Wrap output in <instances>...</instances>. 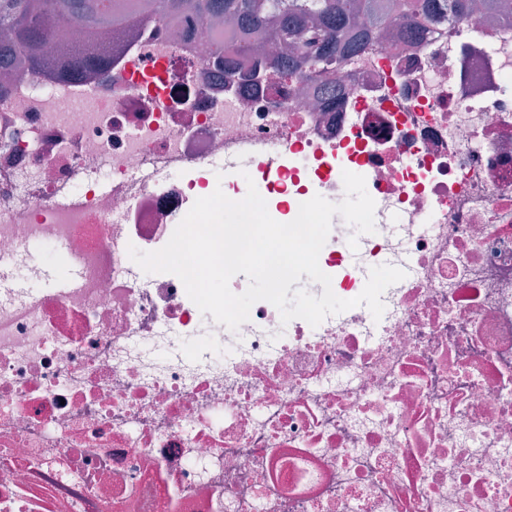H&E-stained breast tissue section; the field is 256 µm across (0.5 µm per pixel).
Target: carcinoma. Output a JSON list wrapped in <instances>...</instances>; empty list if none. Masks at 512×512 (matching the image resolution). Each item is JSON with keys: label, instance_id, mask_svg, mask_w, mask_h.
Listing matches in <instances>:
<instances>
[{"label": "carcinoma", "instance_id": "cac0c4a2", "mask_svg": "<svg viewBox=\"0 0 512 512\" xmlns=\"http://www.w3.org/2000/svg\"><path fill=\"white\" fill-rule=\"evenodd\" d=\"M413 33L429 21L457 24L472 15V0H400ZM174 16H192L219 26L234 24L235 45L216 38L209 58L251 53L278 81L306 84L344 70L387 18L382 0H0V75L19 66L83 78L112 63V48L90 45L72 51L52 41L48 23L66 20L89 30L112 28L133 17L149 28Z\"/></svg>", "mask_w": 512, "mask_h": 512}]
</instances>
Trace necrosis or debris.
Masks as SVG:
<instances>
[{
	"instance_id": "necrosis-or-debris-1",
	"label": "necrosis or debris",
	"mask_w": 512,
	"mask_h": 512,
	"mask_svg": "<svg viewBox=\"0 0 512 512\" xmlns=\"http://www.w3.org/2000/svg\"><path fill=\"white\" fill-rule=\"evenodd\" d=\"M211 40L71 26L111 64L0 84V512H512V16L376 33L303 92L225 79ZM346 170L376 231L333 217L319 265L342 299L403 269L381 319L259 301L232 331L128 255L214 182L287 223Z\"/></svg>"
}]
</instances>
